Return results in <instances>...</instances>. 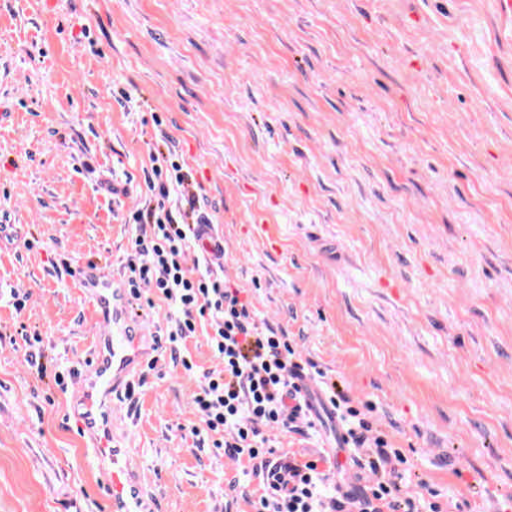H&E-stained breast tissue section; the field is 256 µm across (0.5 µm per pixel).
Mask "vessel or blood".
<instances>
[{
    "instance_id": "b4317fda",
    "label": "vessel or blood",
    "mask_w": 512,
    "mask_h": 512,
    "mask_svg": "<svg viewBox=\"0 0 512 512\" xmlns=\"http://www.w3.org/2000/svg\"><path fill=\"white\" fill-rule=\"evenodd\" d=\"M196 243L207 259L223 262L224 237L214 225H198ZM76 281L105 326L104 334L92 343L71 397L82 446L90 450L105 480L112 512H155L135 450L115 430L121 417L116 400L130 390L151 358L154 345L143 336L134 303L119 278L86 268L79 270ZM299 387L311 414L332 437H341L336 416L319 387L307 378Z\"/></svg>"
}]
</instances>
